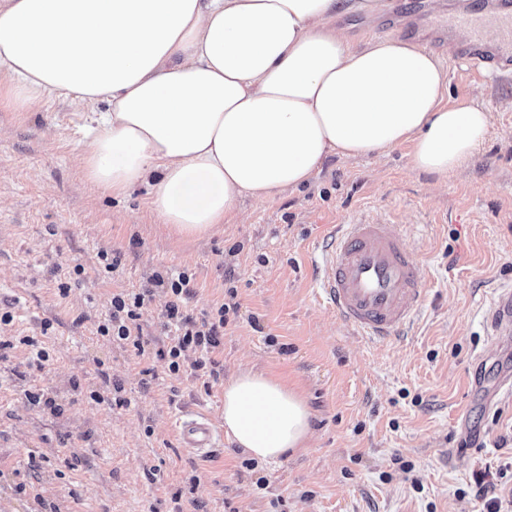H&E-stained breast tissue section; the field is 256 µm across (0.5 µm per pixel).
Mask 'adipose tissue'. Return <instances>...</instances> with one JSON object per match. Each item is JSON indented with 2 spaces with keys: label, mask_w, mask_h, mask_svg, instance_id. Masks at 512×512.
Segmentation results:
<instances>
[{
  "label": "adipose tissue",
  "mask_w": 512,
  "mask_h": 512,
  "mask_svg": "<svg viewBox=\"0 0 512 512\" xmlns=\"http://www.w3.org/2000/svg\"><path fill=\"white\" fill-rule=\"evenodd\" d=\"M376 0H0V70L19 111L58 94L95 106L80 155L89 183L150 188L161 223L212 235L258 201L309 183L329 157L410 146L444 183L485 142L492 114L446 102L441 59L398 37L356 45L337 16ZM224 433L274 462L307 447L296 387L243 369L224 383Z\"/></svg>",
  "instance_id": "1"
}]
</instances>
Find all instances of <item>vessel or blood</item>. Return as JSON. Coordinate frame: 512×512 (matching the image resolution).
<instances>
[{
    "instance_id": "b4317fda",
    "label": "vessel or blood",
    "mask_w": 512,
    "mask_h": 512,
    "mask_svg": "<svg viewBox=\"0 0 512 512\" xmlns=\"http://www.w3.org/2000/svg\"><path fill=\"white\" fill-rule=\"evenodd\" d=\"M430 19L434 34L467 32V41L455 48L458 56L475 62L497 57L512 65V0H492L486 9L459 0L454 9L432 12ZM318 251L319 295L354 334L377 341L403 335L428 288L400 225L341 224ZM491 328L497 336L512 333V292L499 296ZM179 437L186 450L203 454L213 447L216 432L206 420L192 419L180 423Z\"/></svg>"
}]
</instances>
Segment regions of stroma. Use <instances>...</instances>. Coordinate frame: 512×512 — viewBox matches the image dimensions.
<instances>
[{"label": "stroma", "instance_id": "35a3bbf8", "mask_svg": "<svg viewBox=\"0 0 512 512\" xmlns=\"http://www.w3.org/2000/svg\"><path fill=\"white\" fill-rule=\"evenodd\" d=\"M420 0H380L339 17L353 41L425 44ZM451 99L493 114L485 143L448 182L415 170L409 147L325 160L306 186L243 199L244 221L183 239L158 223L150 189L115 196L83 176L85 108L49 95L26 112L0 103V336H30L0 357V512H486L481 473L512 512V398L486 405L512 364V338L485 316L512 288V74L435 49ZM407 227L429 292L408 335L372 344L319 299L310 254L334 225L362 217ZM120 253L105 274L99 252ZM81 268L68 296L58 286ZM189 269L194 314L234 303L217 355L223 378L171 375L168 301L150 289L145 354L100 335L111 299L150 288L154 272ZM45 349L44 368L30 366ZM253 367L299 387L312 413L307 449L248 468L231 443L185 453L176 422L194 411L222 425L224 378ZM113 389L90 400L100 372ZM44 394L39 403L30 394Z\"/></svg>", "mask_w": 512, "mask_h": 512}]
</instances>
